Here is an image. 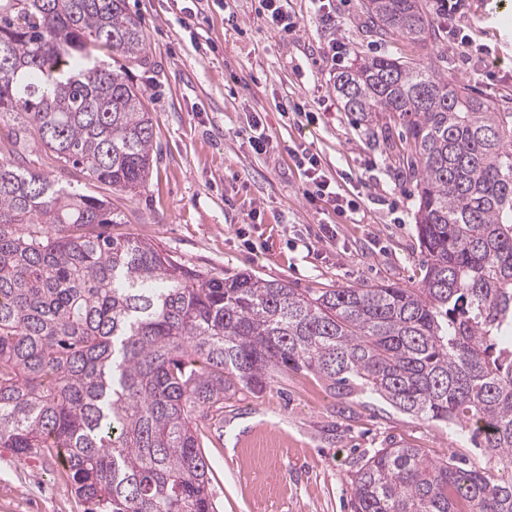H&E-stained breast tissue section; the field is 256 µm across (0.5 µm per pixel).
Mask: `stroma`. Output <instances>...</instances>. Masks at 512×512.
Instances as JSON below:
<instances>
[{"instance_id": "stroma-1", "label": "stroma", "mask_w": 512, "mask_h": 512, "mask_svg": "<svg viewBox=\"0 0 512 512\" xmlns=\"http://www.w3.org/2000/svg\"><path fill=\"white\" fill-rule=\"evenodd\" d=\"M360 0H330L324 23L314 0H287L296 28L269 29L259 0H127L146 35L147 66L125 75L155 117L154 160L136 193L116 198L125 223L113 236L159 243L182 263L229 277L248 271L308 288L416 287L425 255L416 232L412 182L399 176L408 147L399 123L392 148L372 146L344 112L329 47L345 43L346 63L383 51L422 59L482 97L512 108V0H466L471 41L460 56L440 36L421 48L369 42ZM294 102L320 112L317 126L284 116ZM261 117L276 145L249 144ZM318 153L327 175L360 206L356 219L309 203L294 155ZM218 512H352L353 463L376 448L407 443L432 460L479 463L446 424L400 413L368 395H333L307 372L275 374L260 394L238 392L220 420H199ZM60 456L30 467L0 448V512H83Z\"/></svg>"}]
</instances>
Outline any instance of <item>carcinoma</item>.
<instances>
[{
	"instance_id": "1",
	"label": "carcinoma",
	"mask_w": 512,
	"mask_h": 512,
	"mask_svg": "<svg viewBox=\"0 0 512 512\" xmlns=\"http://www.w3.org/2000/svg\"><path fill=\"white\" fill-rule=\"evenodd\" d=\"M360 12L380 43L436 38L423 0ZM145 42L126 0H0V448L61 456L86 512H217L198 419L306 371L446 423L485 456L465 468L377 448L356 463L354 512H512V112L419 59L361 58L336 92L373 137L384 113L404 127L418 287L208 277L112 236L122 211L28 161L39 144L114 192L144 186L154 118L100 56L142 64Z\"/></svg>"
}]
</instances>
